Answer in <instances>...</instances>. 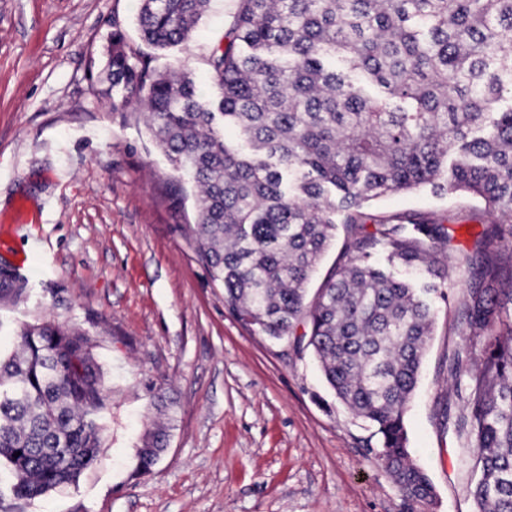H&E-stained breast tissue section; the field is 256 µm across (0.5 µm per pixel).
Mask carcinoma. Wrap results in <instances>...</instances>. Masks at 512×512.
Here are the masks:
<instances>
[{"mask_svg": "<svg viewBox=\"0 0 512 512\" xmlns=\"http://www.w3.org/2000/svg\"><path fill=\"white\" fill-rule=\"evenodd\" d=\"M206 64L217 97L202 98L188 67L160 69L112 34L105 94L132 107L175 171L196 187L185 227L224 303L275 340L298 336L339 400L381 435L378 458L405 496L430 502L434 486L412 457L404 426L439 285L448 275V228L393 217L367 224L380 197L432 187L465 192L493 216L476 240L474 282L461 303L474 358L448 357L459 401L446 416L475 512H512V0H238ZM210 0H140L137 25L154 48L188 44ZM232 126L240 141L224 138ZM343 225L328 278L308 282ZM422 269L417 287L375 262ZM29 282L0 267V304ZM303 333L296 334L298 327ZM17 348L0 352V464L10 490L31 500L77 482L101 447L109 399L94 343L58 320L20 322ZM165 451L150 434L134 474Z\"/></svg>", "mask_w": 512, "mask_h": 512, "instance_id": "cac0c4a2", "label": "carcinoma"}]
</instances>
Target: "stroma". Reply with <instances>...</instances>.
Returning <instances> with one entry per match:
<instances>
[{"mask_svg": "<svg viewBox=\"0 0 512 512\" xmlns=\"http://www.w3.org/2000/svg\"><path fill=\"white\" fill-rule=\"evenodd\" d=\"M238 0H211L187 46L165 55L141 38L132 0H0V225L31 206L40 223L15 226L30 296L0 306V350L12 324L59 319L96 341L112 389L95 463L74 485L15 503L0 471V512H474L458 444L447 357L460 346L466 259L487 224L483 203L422 189L366 209L372 218L445 222L449 275L405 414L409 446L435 489L411 502L378 460L374 428L332 396L310 351L244 326L197 257L184 228L193 189L140 112L113 111L101 77L113 31L158 66L188 63L204 94L206 64ZM175 406L150 409L152 388ZM168 426L152 474L132 478L147 431Z\"/></svg>", "mask_w": 512, "mask_h": 512, "instance_id": "35a3bbf8", "label": "stroma"}]
</instances>
